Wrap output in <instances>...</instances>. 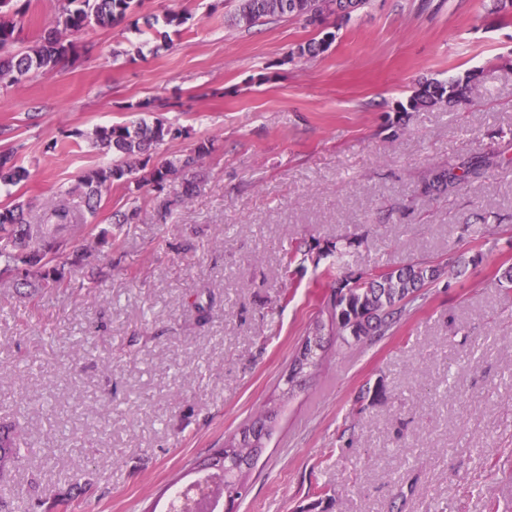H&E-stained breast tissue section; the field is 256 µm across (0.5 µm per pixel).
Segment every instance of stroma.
<instances>
[{"instance_id": "1", "label": "stroma", "mask_w": 512, "mask_h": 512, "mask_svg": "<svg viewBox=\"0 0 512 512\" xmlns=\"http://www.w3.org/2000/svg\"><path fill=\"white\" fill-rule=\"evenodd\" d=\"M62 2L18 0L21 46ZM489 5L370 0L305 60L291 51L321 36L305 21L245 30L234 0H142L137 16L187 21L165 38L93 25L74 65L0 83V152L28 172L0 210L45 223L65 188L73 246L112 234L90 245L97 287L26 298L0 280V422L21 416L30 443L0 496L31 512L77 473L92 512H149L269 406L238 512H512V9ZM471 74L456 107L398 109L419 83ZM158 117L185 131L161 156L211 145L194 194L160 224L180 184L116 183L89 213L79 178L113 159L95 128ZM477 156L498 162L486 178L422 193L430 170ZM134 198L140 216L114 223ZM336 242L352 274L418 258L440 276L386 335L325 336L318 371L280 400ZM297 244L309 257L283 274Z\"/></svg>"}]
</instances>
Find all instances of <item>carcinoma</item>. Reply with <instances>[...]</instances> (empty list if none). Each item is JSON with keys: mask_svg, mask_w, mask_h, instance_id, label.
Instances as JSON below:
<instances>
[{"mask_svg": "<svg viewBox=\"0 0 512 512\" xmlns=\"http://www.w3.org/2000/svg\"><path fill=\"white\" fill-rule=\"evenodd\" d=\"M343 0H236L231 22L247 29L261 25L268 18L302 19L309 23L320 15L336 16L342 20L369 4L370 0H348L347 7H332ZM137 0H66L55 20V27L47 35L23 52L14 51L22 32L18 16L22 9L14 0H0V80L17 84L30 74L55 70L61 63L77 61L79 53L75 42L82 31L95 24L102 27L126 21L136 8ZM325 51L323 40L300 44L291 52L299 59L314 58ZM476 83L471 75L464 81H425L418 85L407 103L398 107L400 112H415L435 105L453 107L466 100ZM184 130L163 119L148 123H118L98 127L94 131V144L116 153L119 160L107 166L92 168L79 179L91 212L100 206L102 192L113 183L134 182L137 186L150 185L161 192L186 176L209 153L207 143L201 142L189 152L173 157L153 160L150 149L176 140ZM498 161L489 157H474L466 162H448V166L434 169L424 178L425 193L440 194L457 191L477 181ZM144 175H139V172ZM26 171L17 166L13 155L0 154V184L12 185L21 181ZM190 196V185L173 198H166L157 207L158 220L165 221L173 207ZM73 227L70 211L58 203L47 223L31 225L25 219V207L18 203L0 210V276H21L30 286L58 283L64 278L65 267L80 269L85 265L87 252L68 248L64 232ZM336 266L325 270L331 290L327 303V321L317 320L307 330L301 352V374L317 366L322 349V336L326 329L336 331L348 343L360 344L375 336L385 335L406 308L416 303L425 286L440 275L438 267L425 261L409 260L388 269L361 273L356 276L342 271L344 252L336 247ZM28 443L15 425H0V478L7 477L25 457ZM70 491L60 499L46 502L32 499V508L43 512H68L71 502L85 499V488L79 480L69 477Z\"/></svg>", "mask_w": 512, "mask_h": 512, "instance_id": "1", "label": "carcinoma"}]
</instances>
